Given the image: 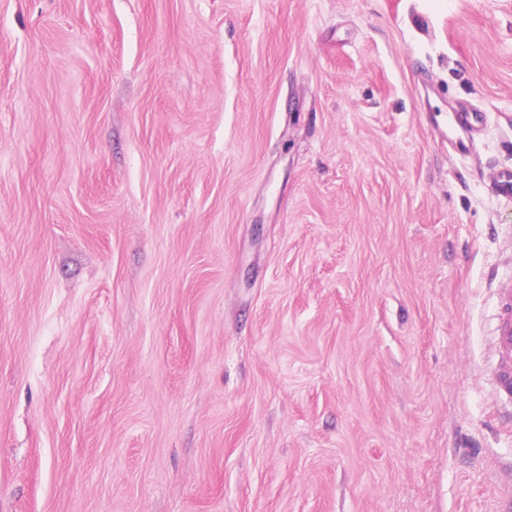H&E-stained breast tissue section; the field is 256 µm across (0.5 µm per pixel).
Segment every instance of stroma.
Instances as JSON below:
<instances>
[{
  "instance_id": "obj_1",
  "label": "stroma",
  "mask_w": 512,
  "mask_h": 512,
  "mask_svg": "<svg viewBox=\"0 0 512 512\" xmlns=\"http://www.w3.org/2000/svg\"><path fill=\"white\" fill-rule=\"evenodd\" d=\"M512 0H0V512H512ZM500 318L495 336L498 361L492 380L498 394L512 395V278L499 288Z\"/></svg>"
}]
</instances>
